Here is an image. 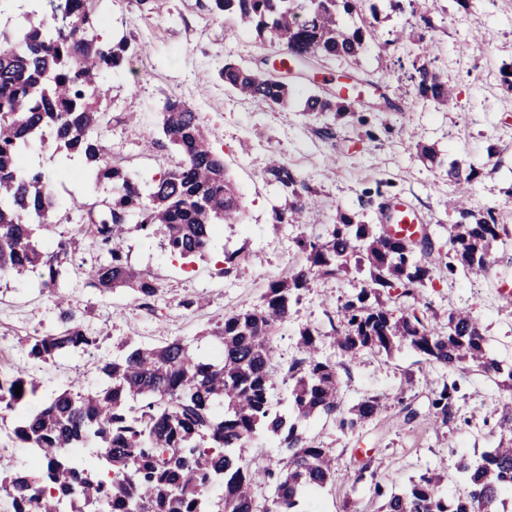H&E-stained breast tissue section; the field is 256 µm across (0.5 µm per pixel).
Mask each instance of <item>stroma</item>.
Returning <instances> with one entry per match:
<instances>
[{"label":"stroma","instance_id":"obj_1","mask_svg":"<svg viewBox=\"0 0 512 512\" xmlns=\"http://www.w3.org/2000/svg\"><path fill=\"white\" fill-rule=\"evenodd\" d=\"M424 8L432 22L425 33L429 55L394 39L395 30L412 23L410 12L392 11L389 0H364L360 15L371 20L374 34L367 51L355 60H321L316 80L295 78L293 102L271 109L227 88L220 71L229 58L260 67L276 47L239 27L232 15L216 13L211 0H102L99 34L127 39L135 50L128 62L101 78L105 121L98 134L113 164L138 183L176 166L180 157L159 128V111L166 98H180L198 112L222 155L243 203L242 221L223 225L201 259L170 255L128 221L129 260L159 285L146 305L127 289L103 295L88 286L84 270L99 253L84 242L65 264L57 292L40 290L30 279L0 276V365L28 367L24 341L58 327V294L77 309L98 345L43 366L40 397L76 378L95 388L99 359L115 354L127 340L157 345L181 338L199 355L217 353L210 331L225 314L260 304L270 281L303 264L297 238L325 233L341 211L386 227L387 205L396 197L420 215L432 242L423 258L433 267L434 280L422 297L431 325L447 333L449 311L469 309L488 339L490 355L512 365V300L496 291L497 281L512 282V237L494 248L487 275H452L445 267L448 227L456 221L449 207L456 194L448 177L453 163L477 170L472 205L494 207L512 234V88L502 81L503 70L512 67V0H425ZM421 58L454 87V108L417 94L409 75L413 61ZM346 70L363 83L360 103L378 128L376 139H367L354 120L303 111L308 95L334 92L337 75ZM379 91L398 104V111L370 110ZM327 126L333 130L329 139L320 134ZM424 145L435 151L437 163L422 156ZM274 156L314 194L316 204L301 223L274 219L288 209L287 194L266 174ZM24 160L41 166L60 187L48 217L51 228L40 239L43 249L51 250L68 236L83 206L108 192L92 184L84 161L60 159L50 143L32 141ZM228 252L238 255L230 267L224 263ZM363 279L353 272L311 281L277 332L281 364L298 357L296 333L305 326L322 333L324 354H334L330 319L338 300L356 294ZM190 298L199 299V306L184 308ZM338 372L346 404L366 395H383L387 402L374 421L353 433L322 418L301 423L307 439L336 454V480L310 492L307 512H378L383 499L375 484L401 486L426 469L453 466L460 457L497 445L501 392L480 372L433 368L406 346L389 356L368 352L344 361ZM446 381L457 385L455 417L442 426L435 422L431 401ZM368 456L378 469L375 484L354 479L358 461Z\"/></svg>","mask_w":512,"mask_h":512}]
</instances>
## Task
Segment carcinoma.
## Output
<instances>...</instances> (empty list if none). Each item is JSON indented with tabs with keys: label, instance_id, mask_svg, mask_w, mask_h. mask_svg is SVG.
<instances>
[{
	"label": "carcinoma",
	"instance_id": "1",
	"mask_svg": "<svg viewBox=\"0 0 512 512\" xmlns=\"http://www.w3.org/2000/svg\"><path fill=\"white\" fill-rule=\"evenodd\" d=\"M27 26L11 34L0 30V272L14 277L36 274L39 287L54 288L71 254L73 239L46 251L41 231L55 193L43 170L22 163L35 139H51L55 151L81 155L92 165L95 183H112V195L78 235L104 254L85 270L100 293L128 288L140 300L157 295L156 279L128 261L126 223L147 237L161 238L165 250L182 259L204 257L214 226L237 224L242 202L195 110L170 97L159 127L180 155L178 165L144 185L132 181L106 158L100 123L103 72L120 67L131 44L106 42L97 33L95 0H29ZM362 0H213L218 13H231L240 25L279 47L281 69H253L232 60L220 77L234 92L269 107H285L295 86L288 75L312 73L322 58L356 59L368 47V26L347 27L342 16ZM416 0H390L394 11L410 8L416 28L428 17ZM419 93L443 106L453 100L448 83L428 64L413 66ZM350 96L310 95L303 111L356 115ZM358 116V115H356ZM358 123L368 124L365 116ZM270 181L289 197V220L314 205L310 189L288 166L274 161ZM448 176L459 189L457 220L448 227V273L462 269L486 274L493 248L508 232L494 208L468 207L472 169L453 164ZM305 264L273 280L256 306L224 316L210 335L222 347L218 359L195 354L185 340L158 345L122 344L120 354L97 367L100 387L84 390L75 380L34 408L40 384L24 369L0 374V419L9 415L12 434L24 448L36 449L42 464L33 470L0 471V494L10 512H304L302 497L336 480L334 449L316 446L298 431V421L313 416L338 422L341 430L363 428L383 410L378 395L364 396L345 408L336 361L320 352L321 333L303 327L297 334L301 358L286 375L288 398L275 394L274 331L288 320L291 306L311 279L368 269L360 291L336 306L341 329L334 348L353 361L366 352L392 354L408 345L430 366L447 370L468 366L489 377L512 399V365L505 368L488 354L478 319L466 309L448 313V333L435 332L425 313L410 305L401 315L382 300L386 290L418 299L433 269L415 251V242L391 238L373 224L340 212L326 234L301 237ZM55 331L27 337L26 355L38 365L96 345L73 308L60 312ZM22 386L15 395V386ZM457 387L443 383L432 407L437 420L453 416ZM496 448L454 464L463 491L441 493L447 475L426 471L389 494L376 481L372 458L358 465L355 481L374 480L385 496L381 512H501L512 498V404L503 406ZM260 437L278 441L282 457L274 468L254 469L241 449ZM93 449L95 461L83 454ZM224 485L217 502L208 495ZM273 487L258 502L255 488Z\"/></svg>",
	"mask_w": 512,
	"mask_h": 512
}]
</instances>
